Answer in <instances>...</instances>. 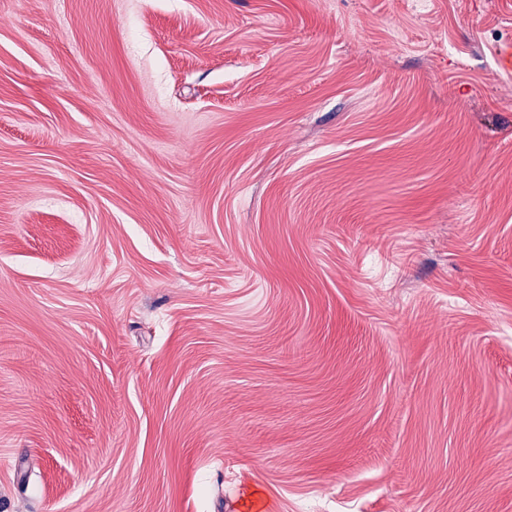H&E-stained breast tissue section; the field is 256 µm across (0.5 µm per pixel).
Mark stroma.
<instances>
[{
	"mask_svg": "<svg viewBox=\"0 0 512 512\" xmlns=\"http://www.w3.org/2000/svg\"><path fill=\"white\" fill-rule=\"evenodd\" d=\"M512 0H0V512H512Z\"/></svg>",
	"mask_w": 512,
	"mask_h": 512,
	"instance_id": "obj_1",
	"label": "stroma"
}]
</instances>
